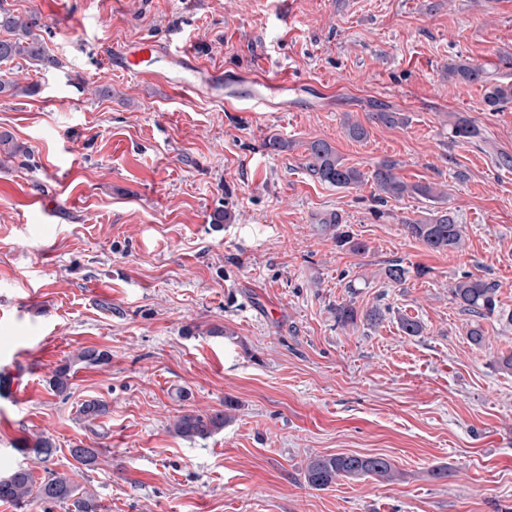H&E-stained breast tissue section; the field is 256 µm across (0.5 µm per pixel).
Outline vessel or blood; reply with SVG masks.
I'll list each match as a JSON object with an SVG mask.
<instances>
[{
	"instance_id": "vessel-or-blood-1",
	"label": "vessel or blood",
	"mask_w": 512,
	"mask_h": 512,
	"mask_svg": "<svg viewBox=\"0 0 512 512\" xmlns=\"http://www.w3.org/2000/svg\"><path fill=\"white\" fill-rule=\"evenodd\" d=\"M101 59L111 71L140 78H157L180 91L223 101L226 109L248 105L251 111L288 108V93L294 83L287 78H269L256 72L246 78L245 90L230 88L223 70L200 64L190 54L173 53L163 43L143 38L101 51Z\"/></svg>"
}]
</instances>
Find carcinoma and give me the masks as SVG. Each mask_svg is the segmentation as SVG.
<instances>
[{
  "mask_svg": "<svg viewBox=\"0 0 512 512\" xmlns=\"http://www.w3.org/2000/svg\"><path fill=\"white\" fill-rule=\"evenodd\" d=\"M37 27L38 23L32 14L22 17L9 10H0V30L8 34V37L0 39V62L20 58L36 65L40 70L58 68L59 60L50 54L44 39L37 33ZM446 73L450 80L482 84L484 104L490 112H499L512 103V82L491 81L481 66L467 59L458 58L448 62ZM33 92L34 87L31 85L21 86L10 78L0 79V95L15 97ZM373 119L388 127L405 122L402 113L388 108L373 113ZM450 127L455 138L468 140L478 135L475 126L460 115L452 118ZM307 168L319 181L337 188H354L365 180V174L360 169L344 163L336 150L322 139L307 144ZM371 179L378 203L418 196L438 204V207L426 209L415 218L402 220L412 238L437 252L460 248L462 228L457 224L452 209L443 206V192L429 183L404 182L395 174V163L391 161L378 164L371 173ZM334 239L337 245L346 247L353 253L361 254L367 250L366 244L343 232L334 234ZM383 274L388 282L401 285L407 279L408 270L399 263H391L385 267ZM451 294L461 311L471 316V325L467 331L469 341L474 345H481L484 331L480 320L495 314L501 315L497 286L472 273H465L454 282ZM357 319L358 311L353 306H336L337 324L353 325L357 323ZM76 360L86 367H96L108 363L111 355L94 347H84L79 350ZM70 370L71 364L65 363L53 372L49 385L56 394L61 395L68 391ZM231 408L233 400L226 398L222 410L186 411L175 419L173 431L187 440H206L229 423L228 410ZM19 452L24 455L33 454L40 462L46 463L57 454L58 448L52 440L39 438L33 444L19 449ZM69 454L77 463L89 466L95 461L98 449L76 446L69 449ZM303 477L308 486L326 489L339 478L373 477L392 482L400 474L387 458L380 455H336L311 458L305 466ZM33 499L57 504L70 502L74 507L72 512H97L94 500L78 495L77 485L64 473L48 469L46 475L37 482L30 470L21 467L0 478V501L23 508Z\"/></svg>",
  "mask_w": 512,
  "mask_h": 512,
  "instance_id": "carcinoma-1",
  "label": "carcinoma"
}]
</instances>
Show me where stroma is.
Segmentation results:
<instances>
[{
    "mask_svg": "<svg viewBox=\"0 0 512 512\" xmlns=\"http://www.w3.org/2000/svg\"><path fill=\"white\" fill-rule=\"evenodd\" d=\"M35 14L58 68L0 65L28 96L0 97V134L24 154L0 166V477L47 466L20 454L45 436L50 467L99 512H512V104L490 112L479 85L449 80L462 56L506 79L512 0H0ZM190 48L227 72L288 75L292 112L226 111L157 79L113 73L101 46L142 38ZM107 85L111 96L97 95ZM405 125L373 120L378 108ZM460 114L478 137L455 142ZM366 138H349L344 118ZM280 138L286 149L273 151ZM322 139L371 173L446 194L464 231L435 252L371 183L340 189L308 171ZM231 223L214 225L216 208ZM366 243L336 247L334 227ZM408 270L389 283L391 262ZM499 286L502 316L470 318L450 288L463 273ZM382 322L336 323V307ZM423 326L405 335L400 316ZM223 336L210 335L212 327ZM84 347L108 364L55 368ZM205 440L176 435L181 411L221 408ZM108 403L94 420L82 403ZM98 449L77 466L71 447ZM384 455L398 480L307 486L314 456Z\"/></svg>",
    "mask_w": 512,
    "mask_h": 512,
    "instance_id": "35a3bbf8",
    "label": "stroma"
}]
</instances>
